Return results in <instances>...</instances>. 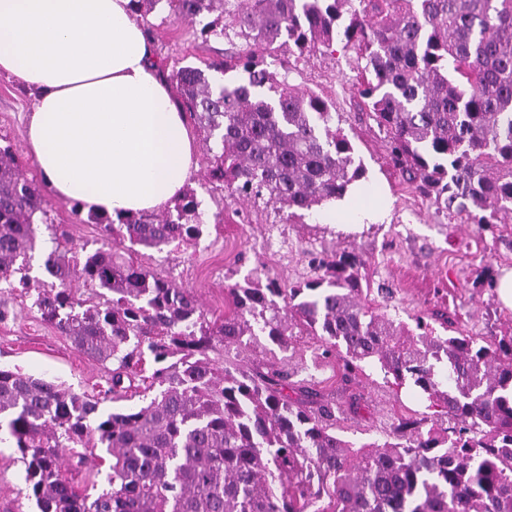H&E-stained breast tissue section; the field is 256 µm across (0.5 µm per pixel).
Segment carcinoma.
Wrapping results in <instances>:
<instances>
[{
    "label": "carcinoma",
    "instance_id": "obj_1",
    "mask_svg": "<svg viewBox=\"0 0 512 512\" xmlns=\"http://www.w3.org/2000/svg\"><path fill=\"white\" fill-rule=\"evenodd\" d=\"M162 3L193 35L231 46L220 65L170 75L180 109L213 142L208 179L231 198L272 203L288 223L365 178L332 106L289 83L284 65L340 42L403 178L473 224L512 219V0H131L144 17ZM229 72L239 79L225 81ZM70 205L112 247L85 254L55 227L47 279L30 276L46 199L0 146V281L112 364V400L146 403L104 413L87 394L0 368V430L37 512H512L511 327L478 339L438 336L424 316L397 325L345 251L291 288L231 285L232 313L210 321L190 289L118 252L196 243L208 225L194 189L161 215L84 220ZM297 330L342 361L344 385L374 364L396 392H419L425 412L357 446L336 434L333 398L283 367L255 358L244 370L226 355L259 336L285 345ZM147 354L155 368L143 387ZM98 448L111 463L93 497L69 473L103 460Z\"/></svg>",
    "mask_w": 512,
    "mask_h": 512
}]
</instances>
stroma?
<instances>
[{
  "label": "stroma",
  "mask_w": 512,
  "mask_h": 512,
  "mask_svg": "<svg viewBox=\"0 0 512 512\" xmlns=\"http://www.w3.org/2000/svg\"><path fill=\"white\" fill-rule=\"evenodd\" d=\"M144 25L165 72L224 60V39L194 37L164 8H157ZM288 79L333 103V118L349 135L366 170L356 211H378L381 219L344 226L328 222L317 210L302 223L285 224L265 202L237 205L222 187L204 178L208 159L204 134L197 130L193 136L198 170L189 185L206 217L220 212L224 221L212 223L187 251L141 249L133 253V260L191 289L207 318L214 320L228 310V286L244 278L256 275L288 288L316 277L319 257L352 252L365 261L363 286L375 291L376 303L395 321L410 324L416 316L439 312L466 334L502 335L512 323V309L492 297L488 282L512 269V224L483 227L468 223L465 216L448 215L403 179L388 160L383 132L361 110L355 72L341 45L291 63ZM35 101L33 90L0 76V145L11 147L33 182L39 175L27 150L26 125ZM46 201L48 223L66 230L76 245L90 250L102 245L99 225L76 223L69 203L54 195H47ZM31 303V298L0 283V366L20 368L78 393H94L106 381L105 367L42 322ZM256 353L287 365L293 381H306L334 395L346 409L337 418L336 432L350 442L393 434L402 419L422 409L411 391L394 392L375 365L366 367L358 385L345 387L340 382V360L321 358L314 337H292L284 350L263 339ZM354 394L360 407L352 413L347 405ZM22 469L16 448L1 443L0 512H31Z\"/></svg>",
  "instance_id": "35a3bbf8"
}]
</instances>
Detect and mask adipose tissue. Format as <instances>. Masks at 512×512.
I'll use <instances>...</instances> for the list:
<instances>
[{"mask_svg": "<svg viewBox=\"0 0 512 512\" xmlns=\"http://www.w3.org/2000/svg\"><path fill=\"white\" fill-rule=\"evenodd\" d=\"M0 75L36 90L28 148L54 195L110 215L171 204L194 138L130 0H0Z\"/></svg>", "mask_w": 512, "mask_h": 512, "instance_id": "ef3b65f1", "label": "adipose tissue"}]
</instances>
